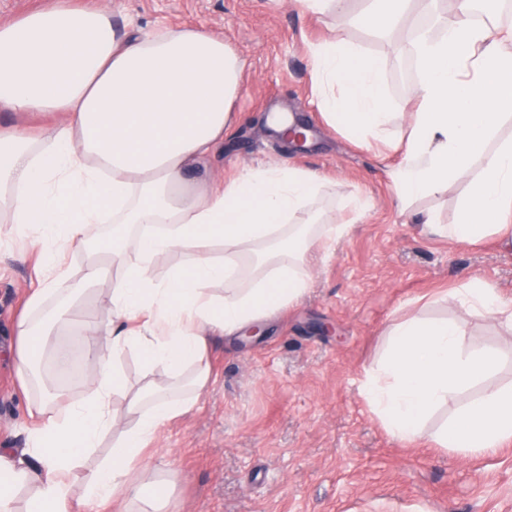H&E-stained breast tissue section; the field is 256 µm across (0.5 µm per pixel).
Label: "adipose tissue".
I'll list each match as a JSON object with an SVG mask.
<instances>
[{"label":"adipose tissue","mask_w":512,"mask_h":512,"mask_svg":"<svg viewBox=\"0 0 512 512\" xmlns=\"http://www.w3.org/2000/svg\"><path fill=\"white\" fill-rule=\"evenodd\" d=\"M435 0H364L358 23L385 37ZM470 0L440 37L409 31L421 64L408 129L392 131L380 62L343 39L313 48L311 80L323 119L363 145L394 132L402 162L389 186L402 202L447 188L481 160L482 171L455 223L424 222L434 234L471 242L498 234L512 245V145L488 151L503 110L512 108V41L473 23ZM243 90L242 64L223 38L201 28L120 32L111 12L50 0L0 23V112L56 119L41 131L0 128V223L37 256L38 284L15 324L19 386L34 426L23 453L0 448V512H88L125 502L129 512H163L168 481L145 458L159 428L187 413L211 378L214 337L233 336L299 300L309 288L305 258L348 231L297 223L322 190L312 171L273 165L211 189L198 177L216 156ZM112 235L95 239L97 225ZM86 251L68 287V251ZM187 252L188 265L156 277L159 257ZM112 321L73 323L114 262ZM258 274L242 287L245 262ZM223 284V296L212 293ZM471 315L512 322V303L473 280L451 294ZM66 336L84 342L95 376L80 397L54 387L71 363ZM365 382L372 411L396 440L413 439L426 419L499 366L496 351L467 345L460 320L406 319ZM138 352L170 378L128 404L131 428L109 458L85 462L114 425L112 397L125 386L115 363ZM512 440V386L483 391L436 434L442 448L481 452ZM81 476L82 496L73 494Z\"/></svg>","instance_id":"1"}]
</instances>
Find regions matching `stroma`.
I'll list each match as a JSON object with an SVG mask.
<instances>
[{
	"mask_svg": "<svg viewBox=\"0 0 512 512\" xmlns=\"http://www.w3.org/2000/svg\"><path fill=\"white\" fill-rule=\"evenodd\" d=\"M112 12L119 27H202L242 62L243 93L220 156L201 171L209 187L280 162L317 172L326 185L315 224L349 223L331 254L309 259L311 286L263 320L258 336L215 338L211 380L186 414L159 430L150 468L176 483L174 512H512V440L484 453L438 447L436 432L486 388L512 384V325L463 316L448 298L477 279L512 302V249L497 236L456 243L428 232L436 212L454 223L481 171L473 162L440 194L409 206L393 197L387 171L402 159L389 143L361 146L321 117L310 50L335 32L383 69L393 127L417 109L419 62L401 33L380 38L349 14H319L299 0H72ZM288 106L317 137L302 150L272 136L266 114ZM362 201L355 211L354 201ZM25 243L0 235V448H23L30 422L12 358L13 325L34 264ZM413 316L466 319L470 347L499 351V368L437 409L422 432L393 439L364 396L387 332Z\"/></svg>",
	"mask_w": 512,
	"mask_h": 512,
	"instance_id": "35a3bbf8",
	"label": "stroma"
}]
</instances>
